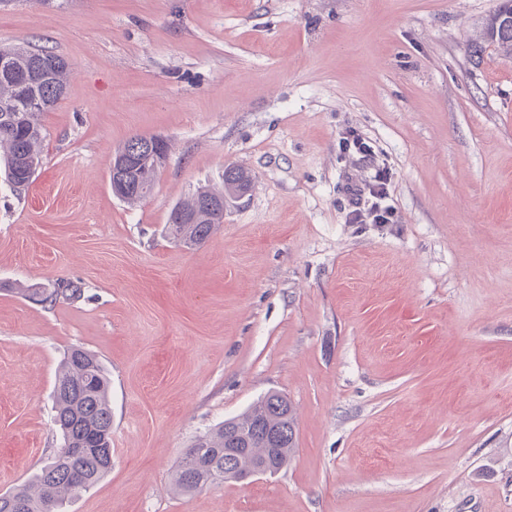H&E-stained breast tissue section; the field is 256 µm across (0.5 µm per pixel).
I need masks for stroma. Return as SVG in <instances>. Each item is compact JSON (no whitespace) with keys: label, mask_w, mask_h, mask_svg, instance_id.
Here are the masks:
<instances>
[{"label":"stroma","mask_w":512,"mask_h":512,"mask_svg":"<svg viewBox=\"0 0 512 512\" xmlns=\"http://www.w3.org/2000/svg\"><path fill=\"white\" fill-rule=\"evenodd\" d=\"M497 5L0 0V46L69 64L31 183L0 171V493L59 448L80 345L109 372L112 468L66 512H512V56L472 53ZM137 134L169 151L131 205L109 164ZM229 166L248 193L173 242ZM383 167L391 222L348 223ZM62 279L84 300L22 293ZM270 391L288 467L179 492L186 448ZM175 218L178 223L176 224L169 215L167 231L169 237L176 243H185L186 241H194L199 245L204 243L218 228L223 224L224 219L222 216L214 215L211 219H205L201 224L196 223V215H188L183 213L181 209L176 208Z\"/></svg>","instance_id":"stroma-1"}]
</instances>
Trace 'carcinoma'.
<instances>
[{
    "label": "carcinoma",
    "mask_w": 512,
    "mask_h": 512,
    "mask_svg": "<svg viewBox=\"0 0 512 512\" xmlns=\"http://www.w3.org/2000/svg\"><path fill=\"white\" fill-rule=\"evenodd\" d=\"M486 40L494 45H512V26L487 24ZM11 71L0 70V147L7 152L5 174L15 188L26 186L42 164L44 134L38 122L47 107H34L32 101L44 97L50 87L34 80L42 63H53L52 82L66 85L68 63L49 50L17 48ZM224 223L215 215L199 224L169 221L167 231L176 243H204ZM26 296L55 305L74 304L85 299L80 282L60 280L54 288L31 287ZM109 374L92 351L73 346L64 355L53 389V424L63 444L43 463L30 482L0 494V512H61L65 500L95 486L111 470L103 449L112 447V407L108 391ZM249 438L251 443L235 458V466L245 469L263 456L289 463L297 448L294 407L287 397L269 392L244 413L227 419L211 433L186 449L174 473L176 487L185 492L203 490L224 482V448L229 431Z\"/></svg>",
    "instance_id": "obj_1"
}]
</instances>
